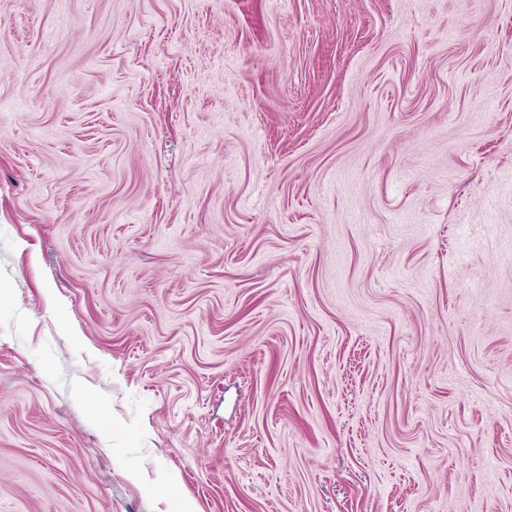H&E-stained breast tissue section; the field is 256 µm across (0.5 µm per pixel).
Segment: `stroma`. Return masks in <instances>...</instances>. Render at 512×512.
I'll return each mask as SVG.
<instances>
[{
  "instance_id": "stroma-1",
  "label": "stroma",
  "mask_w": 512,
  "mask_h": 512,
  "mask_svg": "<svg viewBox=\"0 0 512 512\" xmlns=\"http://www.w3.org/2000/svg\"><path fill=\"white\" fill-rule=\"evenodd\" d=\"M0 512H512V0H0Z\"/></svg>"
}]
</instances>
